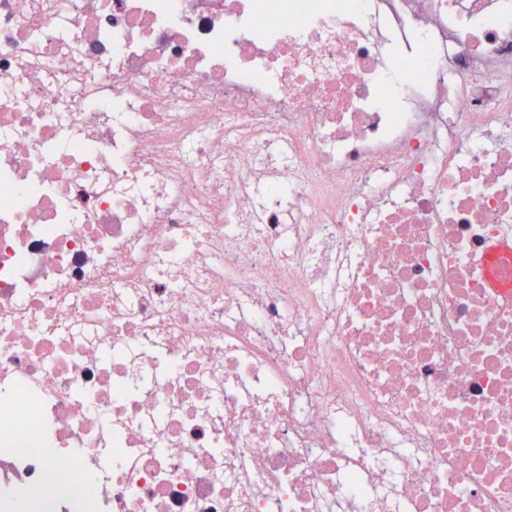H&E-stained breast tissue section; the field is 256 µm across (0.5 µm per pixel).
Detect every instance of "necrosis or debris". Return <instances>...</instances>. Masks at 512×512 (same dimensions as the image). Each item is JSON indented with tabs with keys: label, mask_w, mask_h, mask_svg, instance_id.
<instances>
[{
	"label": "necrosis or debris",
	"mask_w": 512,
	"mask_h": 512,
	"mask_svg": "<svg viewBox=\"0 0 512 512\" xmlns=\"http://www.w3.org/2000/svg\"><path fill=\"white\" fill-rule=\"evenodd\" d=\"M512 0H0V512H512Z\"/></svg>",
	"instance_id": "1"
}]
</instances>
